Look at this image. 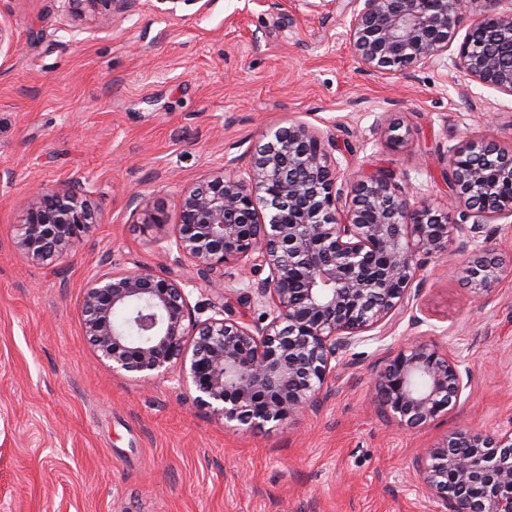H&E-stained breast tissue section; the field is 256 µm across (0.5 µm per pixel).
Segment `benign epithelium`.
<instances>
[{"label":"benign epithelium","instance_id":"obj_1","mask_svg":"<svg viewBox=\"0 0 512 512\" xmlns=\"http://www.w3.org/2000/svg\"><path fill=\"white\" fill-rule=\"evenodd\" d=\"M77 14L99 3L129 12L137 0H66ZM476 0H354L346 37L365 70L407 76L455 48L454 65L480 85L512 96V0H482V17L462 41L460 21ZM388 147L409 129L384 118ZM230 160L183 190L173 235L160 256L190 261L223 297L224 266L268 275L237 300L263 309L261 320L198 317L189 282L150 268L100 274L82 300V324L112 369L149 376L178 370L195 402L250 428L285 422L314 406L336 365L368 333L408 305L419 257L462 249L492 219L512 218V152L469 139L448 151L442 177L450 207H438L396 181L393 172L337 182L322 133L302 121L263 134L246 175ZM142 224L162 229L165 208L141 201ZM98 223L87 194L35 188L15 243L29 259L56 264ZM454 273L483 299L507 277L512 257L481 245ZM462 362L418 342L375 373L379 409L408 429L452 412L467 388ZM439 512H512V431L487 435L465 427L421 449L414 461Z\"/></svg>","mask_w":512,"mask_h":512}]
</instances>
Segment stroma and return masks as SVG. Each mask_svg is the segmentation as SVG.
<instances>
[{
	"label": "stroma",
	"mask_w": 512,
	"mask_h": 512,
	"mask_svg": "<svg viewBox=\"0 0 512 512\" xmlns=\"http://www.w3.org/2000/svg\"><path fill=\"white\" fill-rule=\"evenodd\" d=\"M350 0H139L75 18L65 0H0V512H435L412 462L447 432L512 429V278L475 300L452 273L465 251L424 260L407 308L345 357L317 405L261 429L225 426L174 374L113 370L83 333L97 272L163 262L131 196L177 224L184 188L264 131L319 129L345 181L393 172L446 202L442 158L481 138L512 150V97L452 57L407 77L371 73L345 38ZM410 131L392 150L380 117ZM79 183L99 222L53 266L15 247L29 193ZM421 325H413V317ZM434 340L469 369L455 411L410 432L374 404L373 372Z\"/></svg>",
	"instance_id": "35a3bbf8"
}]
</instances>
